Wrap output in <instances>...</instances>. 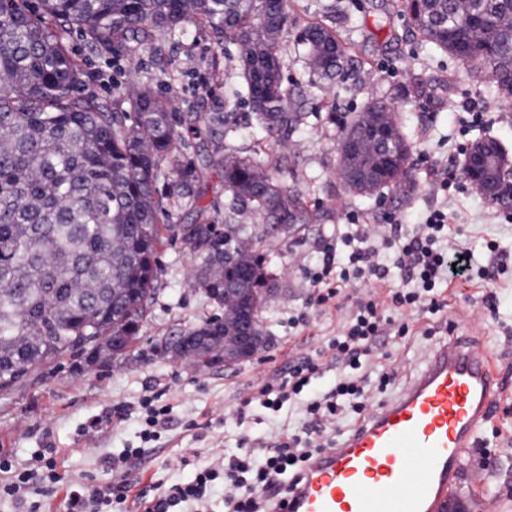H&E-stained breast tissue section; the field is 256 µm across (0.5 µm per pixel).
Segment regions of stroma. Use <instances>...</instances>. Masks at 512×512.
Masks as SVG:
<instances>
[{"instance_id": "1", "label": "stroma", "mask_w": 512, "mask_h": 512, "mask_svg": "<svg viewBox=\"0 0 512 512\" xmlns=\"http://www.w3.org/2000/svg\"><path fill=\"white\" fill-rule=\"evenodd\" d=\"M402 0H288V27L280 42L283 85L308 118L282 139L237 122L225 141L244 151L262 148L277 163L278 180L297 187L314 212V220L294 236L272 238L268 269L277 291L268 297L261 317L272 344L235 368L216 363L202 366L190 359L171 360L172 337L214 314L213 305L190 288L193 257L182 240L163 247L157 293L140 326L133 349L118 358L88 362L68 357L52 370L30 375L14 390L0 393V453L14 466L28 464L32 452L48 446L70 484L105 487L123 480L136 489L155 483L169 486L190 481L198 469L221 463L236 453L241 437L269 438L292 427L301 412L272 413L252 409L245 423L235 417L237 405L253 385L270 373H285L289 355L318 351L338 328L342 312L308 309L311 277L324 248L336 241V227L360 220L385 233L390 225L421 223L425 213L447 203L450 243L468 248L488 279L455 282L448 291L447 317L457 335L485 349L497 366L502 397L479 435L489 460L470 455L455 491L471 512H512V205L490 204L467 187L460 163H449L458 145L497 138L512 153V94L499 92L454 57L439 54L421 41L401 10ZM319 24L332 29L352 66L327 80L313 75L295 44L302 28ZM66 48L91 74L89 85L100 99L119 100L129 84L155 80L156 90L172 100L187 118L212 112L246 113V105L228 100L238 82L233 44L211 30L189 27L156 33L153 40L128 52L89 51L81 33L60 30ZM374 97L391 102L411 143L410 176L414 188L401 193L383 188L367 195L350 192L336 174L338 124L361 112ZM491 104L501 119L468 126L464 106ZM449 166L457 185L447 194L433 188L426 169ZM202 212L174 207L172 224L224 221V182L211 173L201 200ZM496 293L498 312L482 297ZM305 313L303 329L288 326L289 317ZM441 343L440 337L417 336L393 349L384 365L394 378L386 390L370 389L367 412L398 397L419 375ZM165 391L170 405L169 430L147 445L139 439L144 394ZM131 405L124 420L114 419L117 406ZM143 445L140 458L114 469L123 449Z\"/></svg>"}]
</instances>
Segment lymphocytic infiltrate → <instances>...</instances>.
Wrapping results in <instances>:
<instances>
[{
	"label": "lymphocytic infiltrate",
	"mask_w": 512,
	"mask_h": 512,
	"mask_svg": "<svg viewBox=\"0 0 512 512\" xmlns=\"http://www.w3.org/2000/svg\"><path fill=\"white\" fill-rule=\"evenodd\" d=\"M448 208H431L423 222L406 229L392 225L388 236H376L370 225L354 224L336 233V242L323 254L321 268L313 277L311 305L327 306L343 289L363 288L367 294L347 313L324 352L327 364L317 358L292 359L286 376L273 375L256 386L251 404L280 411L287 405H303L308 421L280 437L252 440L236 455L224 458L220 470L206 469L193 480L156 494L141 490L144 512H178L188 502L201 501L208 485L223 478L226 487L224 512H266L273 503L277 512H287L288 501L304 480L311 462L332 450L337 425L360 420L370 382L387 387L391 375L379 370L381 345L385 339H406L413 331L409 320L386 315L385 306L440 316L448 307L445 289L456 278L468 277L473 269L472 253L446 245ZM402 285L390 287L391 278ZM332 366L336 374L325 390H311L313 379ZM7 478L0 494L27 502L28 512H39L38 498L62 480L54 459L38 457L36 464L15 468L0 461ZM125 494L112 487H80L69 490L65 512H120Z\"/></svg>",
	"instance_id": "lymphocytic-infiltrate-1"
}]
</instances>
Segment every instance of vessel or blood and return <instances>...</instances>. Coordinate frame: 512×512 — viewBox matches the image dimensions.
<instances>
[{"mask_svg": "<svg viewBox=\"0 0 512 512\" xmlns=\"http://www.w3.org/2000/svg\"><path fill=\"white\" fill-rule=\"evenodd\" d=\"M499 394L493 359L452 337L401 396L312 464L292 512H436Z\"/></svg>", "mask_w": 512, "mask_h": 512, "instance_id": "obj_1", "label": "vessel or blood"}]
</instances>
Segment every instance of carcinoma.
Listing matches in <instances>:
<instances>
[{
    "label": "carcinoma",
    "instance_id": "obj_1",
    "mask_svg": "<svg viewBox=\"0 0 512 512\" xmlns=\"http://www.w3.org/2000/svg\"><path fill=\"white\" fill-rule=\"evenodd\" d=\"M421 40L495 87L512 93V0H405ZM287 0H0V392L70 355L112 354V337L137 340L159 278L160 249L175 235L171 206L194 205V186L214 169L224 178L223 224H188L195 256L190 285L222 310H236L269 273L256 248L251 215L307 224L301 194L278 181L262 153L224 145L230 112L204 120L215 151L198 166L177 130L169 100L150 83L133 85L118 109L76 95L88 75L47 19L80 31L94 50L138 46L152 30L204 26L238 47L239 83L251 123L286 132L304 115L288 105L278 52ZM309 69L334 79L346 55L333 31L301 29ZM383 116L391 135L375 138ZM355 139L343 185L412 190L410 142L390 103L371 101L340 126ZM176 175L161 191L159 182Z\"/></svg>",
    "mask_w": 512,
    "mask_h": 512
}]
</instances>
